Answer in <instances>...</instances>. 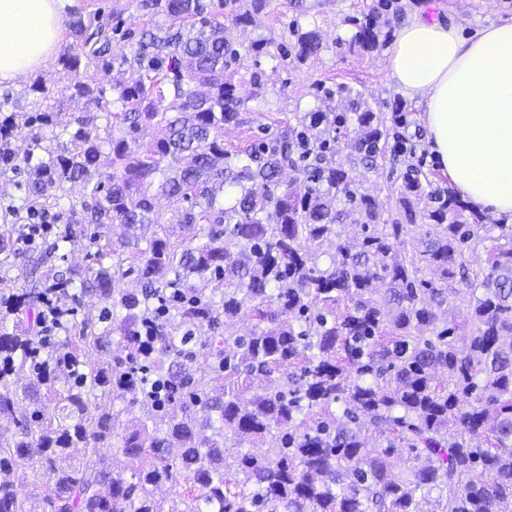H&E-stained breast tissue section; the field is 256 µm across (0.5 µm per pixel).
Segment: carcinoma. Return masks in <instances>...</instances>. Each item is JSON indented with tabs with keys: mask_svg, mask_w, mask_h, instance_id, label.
<instances>
[{
	"mask_svg": "<svg viewBox=\"0 0 512 512\" xmlns=\"http://www.w3.org/2000/svg\"><path fill=\"white\" fill-rule=\"evenodd\" d=\"M141 7L169 18L164 33L144 27L135 40L78 16L77 52L60 58L65 71L83 61L119 70L116 110L78 84L72 95L94 108L57 121L46 146L32 137L48 160L27 183L28 207L59 206L76 185L92 203L68 210L48 251L30 248L28 225H0V265L19 260L30 273L24 288L0 278V299L31 315L0 320V418L14 426L0 442V512H512V246L489 251V272L469 270L463 247L485 240L487 225L410 171L397 204L409 221L424 204L430 224L407 247L408 225L387 223L362 174L336 164V120L320 112L225 153L224 125L246 107L225 75L239 52L224 22L201 0ZM380 37L370 20L351 47L373 51ZM320 49L315 31L293 47L299 60ZM352 109L354 149L375 170L384 120ZM101 119L125 132L107 152ZM150 125L166 136L139 140ZM286 169L303 190L283 182ZM165 201L188 203L177 223L190 238L167 232ZM353 215L355 245L344 237ZM111 224L125 227L120 253L102 234ZM90 226L81 271L56 269L50 255ZM326 244L334 253L321 267ZM106 251L117 264H101ZM135 270L139 287H122ZM51 288L65 312L54 343L40 326ZM79 296L103 304L101 326L72 320L67 301ZM454 302L467 310L461 322L448 317ZM245 318L247 335L226 334ZM114 331L125 356L92 362ZM199 348L210 358L201 376ZM126 393L145 418L106 407ZM244 443L262 452L237 450ZM36 472L47 481L29 495ZM184 483L191 494L164 508L155 490Z\"/></svg>",
	"mask_w": 512,
	"mask_h": 512,
	"instance_id": "cac0c4a2",
	"label": "carcinoma"
}]
</instances>
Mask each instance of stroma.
I'll return each instance as SVG.
<instances>
[{
  "label": "stroma",
  "instance_id": "stroma-1",
  "mask_svg": "<svg viewBox=\"0 0 512 512\" xmlns=\"http://www.w3.org/2000/svg\"><path fill=\"white\" fill-rule=\"evenodd\" d=\"M140 0H73L74 11L93 15L101 21L121 19L126 23L163 27L167 19L149 15L140 9ZM250 9L253 21L248 26L235 24L225 16V36L240 51V59L226 72L247 110L239 125L224 129V148L234 151L260 134L263 127L297 123L312 112L327 115L350 113L346 98H317L320 86L345 85L357 94L362 106L383 117L389 130L386 157L376 170L365 172L362 190L374 196L391 216H398L396 204L402 190L403 175L415 169L421 179L434 187L448 186L447 174L431 152L422 124V112L415 101L398 92L386 62L387 47L373 52L350 49L348 42L359 23L373 19L387 35L407 20L422 17L427 22L455 25L464 36L490 23L512 19V0H390L389 8L379 0H239ZM316 31L322 42L318 55L297 60L288 55L298 33ZM95 81L106 89L107 100L117 96L119 76L92 66L65 72L58 61L30 75L17 85L0 84V102H5L16 125L26 126L37 110L52 108L64 100L70 116L84 112L83 102L70 99L71 88L78 83ZM33 83L42 84L45 94L30 92ZM9 144L20 163L16 171L0 179V220L10 207L21 206L17 183L31 177L36 163L44 160L42 151H31L27 138H10Z\"/></svg>",
  "mask_w": 512,
  "mask_h": 512
}]
</instances>
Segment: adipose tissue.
Returning a JSON list of instances; mask_svg holds the SVG:
<instances>
[{"mask_svg":"<svg viewBox=\"0 0 512 512\" xmlns=\"http://www.w3.org/2000/svg\"><path fill=\"white\" fill-rule=\"evenodd\" d=\"M71 0H0V84L45 67L59 45ZM392 80L423 108L431 150L476 209L512 216V22L472 38L416 17L387 55Z\"/></svg>","mask_w":512,"mask_h":512,"instance_id":"obj_1","label":"adipose tissue"}]
</instances>
